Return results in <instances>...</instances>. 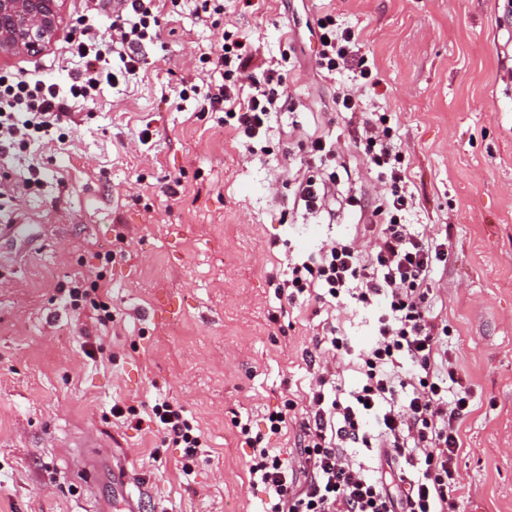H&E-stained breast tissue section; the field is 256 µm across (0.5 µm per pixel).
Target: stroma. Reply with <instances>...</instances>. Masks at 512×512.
Returning a JSON list of instances; mask_svg holds the SVG:
<instances>
[{"label": "stroma", "mask_w": 512, "mask_h": 512, "mask_svg": "<svg viewBox=\"0 0 512 512\" xmlns=\"http://www.w3.org/2000/svg\"><path fill=\"white\" fill-rule=\"evenodd\" d=\"M196 2L162 19L136 79L75 103L64 142L0 158V512H127L130 493L138 512H261L235 418L265 429L314 384L325 327L361 350L383 312L313 300L284 313L275 294L289 259L345 238L365 255L374 246L366 214L346 204L376 196L354 147L361 119L334 104L348 74L313 66L327 13L355 31L381 81L366 111L386 118L402 153L407 223L448 243L430 303L473 390L457 512H512V0H224L213 23ZM228 30L271 63L294 60L258 155L221 113L174 94L200 84L201 55ZM61 52L2 57L0 73L66 83ZM317 136L337 139L347 174L312 213L290 184L299 140ZM32 165L43 182L26 191ZM95 276L112 307L102 334L89 304L64 301ZM159 393L202 433L191 474L156 426L112 415L116 403L146 413Z\"/></svg>", "instance_id": "1"}]
</instances>
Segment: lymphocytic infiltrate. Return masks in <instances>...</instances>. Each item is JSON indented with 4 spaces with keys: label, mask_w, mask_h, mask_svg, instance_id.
<instances>
[{
    "label": "lymphocytic infiltrate",
    "mask_w": 512,
    "mask_h": 512,
    "mask_svg": "<svg viewBox=\"0 0 512 512\" xmlns=\"http://www.w3.org/2000/svg\"><path fill=\"white\" fill-rule=\"evenodd\" d=\"M182 0H124L110 24L109 49L94 25L83 27L81 38L67 41L64 57L73 62L68 85L31 80L23 75L0 76V154L27 148L35 138L50 136L71 125L75 101H94L101 86L124 83L139 72L141 46L160 36L163 10H175ZM322 43L315 56L320 73L351 68V85L338 92L341 112H360L365 98L379 86L361 54L350 28L339 27L332 14L321 16ZM203 63L219 73L199 99L204 112H220L226 126L239 135L248 153H256L270 116L279 108L274 86L286 82L288 71L263 62L248 38L225 32L224 40L202 55ZM249 75L255 88L245 109H236V81ZM357 146L377 179L389 191L373 208L367 230L375 236L370 256H362L354 240H338L322 247L317 257L296 259L275 285L287 303L311 299L332 304L370 306L386 302L377 319L375 340L353 351L348 337L330 330L328 351L335 357L355 355L362 381L347 394L319 375L307 396L299 423L303 434L300 458L306 477L295 481L287 459L269 448L271 436L286 424V411L269 415L266 432L241 425L239 433L252 450L250 474L268 499L263 512H455V459L460 448L459 426L470 411L472 390L458 377L448 355V327L429 304L431 273L448 258L447 243L412 231L405 215L412 203L407 190L402 154L391 141L389 128L372 119L362 122ZM300 163L306 174L294 186V195L307 209L322 207L326 185L317 170L340 168L341 155L333 140L311 137L301 143ZM115 417L130 425L154 423L186 462L203 448L200 435L182 406L155 401L148 418L136 410L113 406ZM375 431H367V421ZM383 448L396 465L395 491L362 465L350 460L347 448L359 445Z\"/></svg>",
    "instance_id": "1"
}]
</instances>
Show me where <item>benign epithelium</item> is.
<instances>
[{
	"mask_svg": "<svg viewBox=\"0 0 512 512\" xmlns=\"http://www.w3.org/2000/svg\"><path fill=\"white\" fill-rule=\"evenodd\" d=\"M66 0H0V56H32L57 45Z\"/></svg>",
	"mask_w": 512,
	"mask_h": 512,
	"instance_id": "1",
	"label": "benign epithelium"
}]
</instances>
